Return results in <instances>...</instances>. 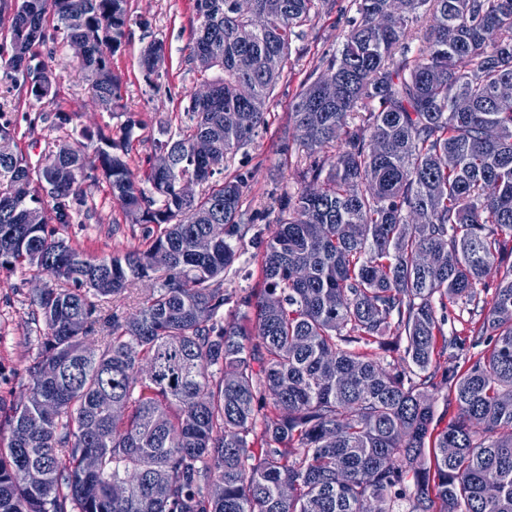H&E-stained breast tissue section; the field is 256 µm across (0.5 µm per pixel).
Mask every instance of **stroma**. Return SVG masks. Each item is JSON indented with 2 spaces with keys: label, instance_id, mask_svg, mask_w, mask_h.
<instances>
[{
  "label": "stroma",
  "instance_id": "stroma-1",
  "mask_svg": "<svg viewBox=\"0 0 512 512\" xmlns=\"http://www.w3.org/2000/svg\"><path fill=\"white\" fill-rule=\"evenodd\" d=\"M128 37L112 58L113 68L123 78L122 99L115 112L93 106V92L81 72L74 49L47 20L54 38L37 46L38 60L47 62L56 75L47 99L37 100L29 86L14 88L0 83V108L13 112L17 128L11 143L14 152L38 160L56 150L64 130L103 131L118 138L127 118L138 125L131 137L132 168L145 175L158 152V142L177 132L184 119L183 107L200 87L188 57L193 31L190 18L193 0H128ZM354 12L349 0H336L332 10L322 13L298 30L292 41L285 73L269 98L266 125L252 142L227 162V175L248 177L249 191L243 208L254 216V227L262 238L275 230L278 200L300 187L297 158L281 153L279 144L288 133L291 105L308 77L340 49ZM166 47L164 64L153 73L140 65L142 49L152 40ZM69 116L66 129H58L55 114ZM87 208L75 215L60 232L72 244L97 257H109L143 245L138 225L128 223L105 183L86 179L83 184ZM261 247L246 244L232 270L224 276L231 292L256 291L262 286ZM37 278L0 269V439L10 430L4 421L24 401L31 388L27 369L41 354L40 339L32 321L30 298Z\"/></svg>",
  "mask_w": 512,
  "mask_h": 512
}]
</instances>
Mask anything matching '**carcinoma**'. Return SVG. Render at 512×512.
I'll use <instances>...</instances> for the list:
<instances>
[{
    "mask_svg": "<svg viewBox=\"0 0 512 512\" xmlns=\"http://www.w3.org/2000/svg\"><path fill=\"white\" fill-rule=\"evenodd\" d=\"M327 2L252 0L242 13L236 0H194L189 61L211 91L190 96V123L158 145L165 172L135 175L132 120L118 139L86 134L100 142L92 158L77 139L34 166L0 157V268L53 278L31 297L42 352L0 448V512H370L373 501L431 512L435 498L440 512H512V266L500 271L512 252V100L493 96L512 82V0H400L393 13L388 0H351L357 17L327 60L335 93L308 80L289 113L302 187L280 201L263 287L224 289L252 225L247 176L215 175L264 125L296 28ZM17 6L0 82L50 95L47 65L24 67L50 16L84 43L94 102L114 111L127 0ZM164 58L155 40L142 67ZM88 169L144 226L147 249L97 258L59 236L54 225L86 205ZM184 179L206 189L185 198ZM137 284L133 313L96 304ZM436 296L473 305L471 338L445 337ZM230 304L255 320L225 322ZM388 333L406 342L398 367L362 350ZM440 336L488 348L463 370L442 367ZM444 387L456 416L438 430Z\"/></svg>",
    "mask_w": 512,
    "mask_h": 512,
    "instance_id": "obj_1",
    "label": "carcinoma"
}]
</instances>
